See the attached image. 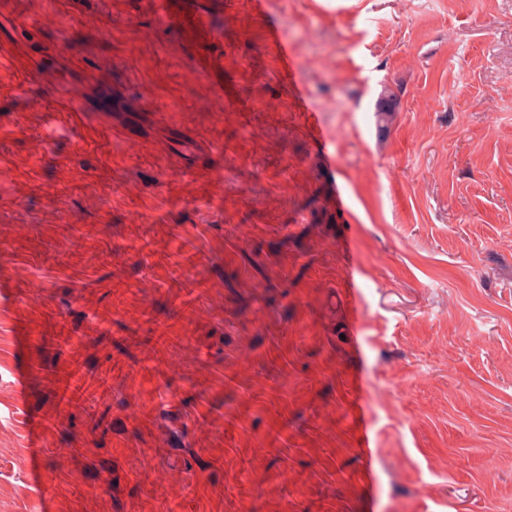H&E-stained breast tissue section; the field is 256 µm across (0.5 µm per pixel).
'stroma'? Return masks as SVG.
Returning <instances> with one entry per match:
<instances>
[{"mask_svg": "<svg viewBox=\"0 0 512 512\" xmlns=\"http://www.w3.org/2000/svg\"><path fill=\"white\" fill-rule=\"evenodd\" d=\"M218 15L224 107L138 0L0 14V512H512V0ZM266 40L276 49L281 73L284 77H291L296 68V61L291 56L288 43L281 38L280 29L276 26L266 29Z\"/></svg>", "mask_w": 512, "mask_h": 512, "instance_id": "obj_1", "label": "stroma"}]
</instances>
